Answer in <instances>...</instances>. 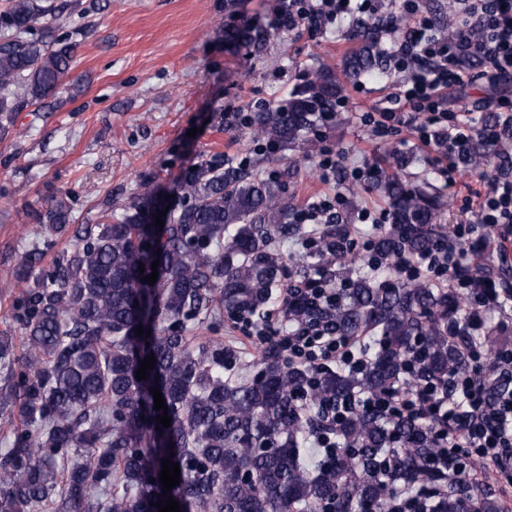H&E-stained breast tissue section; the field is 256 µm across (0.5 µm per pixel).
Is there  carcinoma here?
Returning <instances> with one entry per match:
<instances>
[{"mask_svg": "<svg viewBox=\"0 0 512 512\" xmlns=\"http://www.w3.org/2000/svg\"><path fill=\"white\" fill-rule=\"evenodd\" d=\"M78 7L91 11L42 0H7L0 11L1 137L14 113L59 94L78 42L56 31L62 14ZM364 29V44L345 63L353 78L386 69L379 26ZM339 93L331 71L320 68L286 104L255 113L253 133L304 144ZM369 189L389 201L392 227L374 239L383 259L421 254L444 235L433 223L442 199L384 170ZM150 210L140 199L74 225L60 197L31 215L40 241L14 272L21 335L0 333V412L16 418L0 455V512H158L165 496L180 512H380L397 488L429 480L435 428L362 407L327 426L322 406L444 384L449 373L466 371V335L448 337L455 295L421 282L384 283L351 250L345 225H331L317 256L338 264L330 277L345 288L319 314L338 336L376 331L377 350L362 372L332 369L310 388L309 372L271 343L245 379L237 351L217 335L224 314L264 318L287 262L305 279L316 267L309 254L281 252L304 228L293 222L280 180L202 157L183 170L163 227L149 223ZM156 260L151 284L144 277ZM149 354L156 364L139 381ZM153 387L168 411L154 409ZM511 391L512 375L488 386L493 401ZM165 413L171 425L158 431ZM326 428L338 445L328 463L310 443ZM168 458L180 480L165 494L159 474ZM468 497L465 484L442 485L439 512H460Z\"/></svg>", "mask_w": 512, "mask_h": 512, "instance_id": "obj_1", "label": "carcinoma"}]
</instances>
